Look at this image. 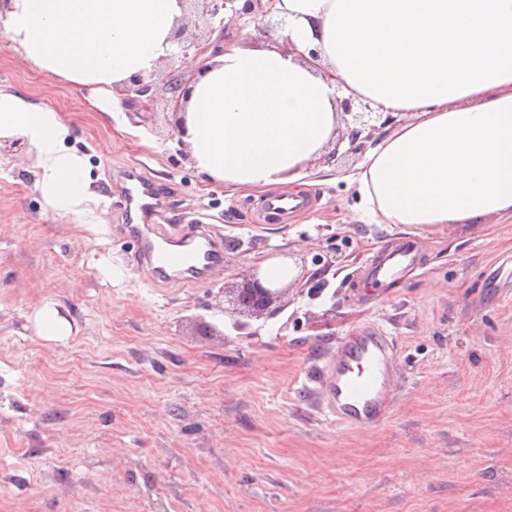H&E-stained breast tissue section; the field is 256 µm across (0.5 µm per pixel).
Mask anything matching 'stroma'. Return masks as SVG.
<instances>
[{"label": "stroma", "mask_w": 512, "mask_h": 512, "mask_svg": "<svg viewBox=\"0 0 512 512\" xmlns=\"http://www.w3.org/2000/svg\"><path fill=\"white\" fill-rule=\"evenodd\" d=\"M193 75L166 61L149 95L107 113L93 86L42 73L0 33V90L62 114L108 199L92 226L57 214L33 158L0 154V512H512V282L488 278L512 264V217L420 234L364 223L346 177L404 114L355 150L341 124L333 164L306 171L308 208L271 216L264 191L226 195L178 137L170 84ZM128 169L162 191L157 223L223 239L210 280L162 284L137 266ZM404 237L419 265L369 287L370 258ZM273 251L288 303L238 328L221 290ZM48 304L68 335H42ZM369 325L395 340L394 409L340 426L311 377Z\"/></svg>", "instance_id": "1"}]
</instances>
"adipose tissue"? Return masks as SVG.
<instances>
[{
    "instance_id": "obj_1",
    "label": "adipose tissue",
    "mask_w": 512,
    "mask_h": 512,
    "mask_svg": "<svg viewBox=\"0 0 512 512\" xmlns=\"http://www.w3.org/2000/svg\"><path fill=\"white\" fill-rule=\"evenodd\" d=\"M187 12L186 0H0V29L41 71L94 85L109 106L169 59ZM271 16L281 44L257 46ZM180 92L179 135L227 194L292 191L336 138L346 94L411 116L349 176L371 223L512 216V0H276ZM69 134L56 109L0 91V139L23 141L47 205L86 214L106 198Z\"/></svg>"
}]
</instances>
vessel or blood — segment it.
I'll return each mask as SVG.
<instances>
[{
	"label": "vessel or blood",
	"mask_w": 512,
	"mask_h": 512,
	"mask_svg": "<svg viewBox=\"0 0 512 512\" xmlns=\"http://www.w3.org/2000/svg\"><path fill=\"white\" fill-rule=\"evenodd\" d=\"M125 210L137 213L135 225L142 262L155 279H178L187 283L202 281L204 275L223 260V243L196 229L185 233L179 249L157 247L166 239L163 225L151 217L160 205L152 182L129 175L124 185ZM266 210L285 215L305 207L297 196L269 193ZM416 262L411 244H403L388 253L371 268L372 285L396 281ZM395 350L391 337L382 328L366 326L343 336L336 345L334 358L318 370L317 384L324 412L337 424L352 428H370L386 421L392 411L396 389Z\"/></svg>",
	"instance_id": "vessel-or-blood-1"
}]
</instances>
